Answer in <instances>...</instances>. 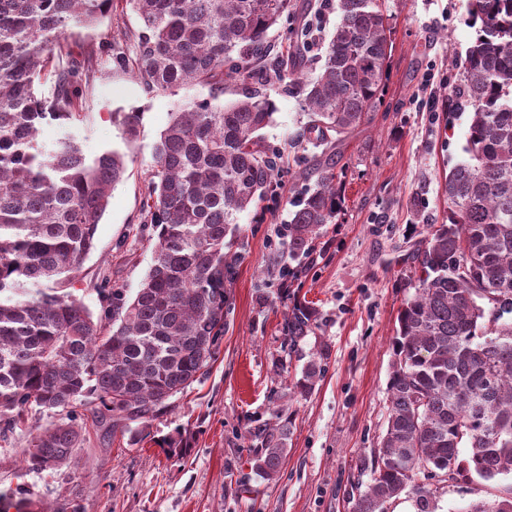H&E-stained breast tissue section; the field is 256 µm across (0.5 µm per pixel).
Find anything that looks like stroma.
Segmentation results:
<instances>
[{
	"label": "stroma",
	"mask_w": 512,
	"mask_h": 512,
	"mask_svg": "<svg viewBox=\"0 0 512 512\" xmlns=\"http://www.w3.org/2000/svg\"><path fill=\"white\" fill-rule=\"evenodd\" d=\"M393 51L384 97L369 123L340 145L342 212L316 243L296 283L319 309V325L302 346L330 349L326 371L314 392L294 403L290 451L278 479L257 477L242 435L272 417L273 391L290 384L302 364L277 375L285 355L283 315L289 301L278 291L271 264L287 266L286 227L293 204L309 185L321 156L307 139L309 121L301 96L273 85L272 123L265 146L279 162L272 196L238 218L241 255L228 288L224 335L206 375L172 398L167 413L152 421L140 444L100 438L87 427L71 467L24 474L22 450L32 427L0 437V493L25 484L48 505L65 498L83 512H350L349 493L360 456L369 454L387 424V384L397 316L411 290L412 256L429 228L445 223V177L463 160L467 118L449 119L448 95L461 84L452 59L475 32L465 23L467 0H385ZM78 42L101 51V76L87 106L88 118L71 132L89 152L118 140L115 112L139 115L127 178L112 192L95 233V247L73 281L74 294L98 311L103 283L134 296L151 260L140 226V202L153 164L152 144L165 128L178 95L148 94L131 75L113 72L115 43L110 22L81 33ZM195 433L184 459L167 457L161 439L175 429ZM512 486V478L490 484H442L438 512Z\"/></svg>",
	"instance_id": "stroma-1"
}]
</instances>
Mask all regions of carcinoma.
I'll use <instances>...</instances> for the list:
<instances>
[{
    "instance_id": "cac0c4a2",
    "label": "carcinoma",
    "mask_w": 512,
    "mask_h": 512,
    "mask_svg": "<svg viewBox=\"0 0 512 512\" xmlns=\"http://www.w3.org/2000/svg\"><path fill=\"white\" fill-rule=\"evenodd\" d=\"M122 2L138 27L118 30L131 54L115 58V69L147 93L202 85L208 95L182 102L153 143L141 223L155 242L140 288L131 298L100 289L95 315L68 286L127 172L139 116L118 119L123 147L109 142L93 154L74 137L49 145L39 133L85 117L99 64L93 49L76 59V37ZM290 8L291 0H0V429L12 430L34 407L58 416L22 450L25 470L69 466L87 412L103 435L137 444L144 425L207 371L240 260L238 215L273 192L277 161L260 131L276 113V82L301 81L307 132L325 156L287 227L296 266L280 276L298 278L336 223L335 144L380 104L391 29L382 0H338L319 72L302 80L311 10L285 47L275 52L268 41ZM465 23L475 36L453 60L463 101L448 104L469 110L467 159L448 171V223L432 226L417 250L413 293L392 341L387 428L357 464L353 512H387L403 493L417 512H436L429 480L512 476V0H468ZM226 83L239 95L227 104ZM318 320L314 303L293 297L283 324L288 354ZM329 355L324 344L314 349L279 396L275 421L245 432L261 478L279 476L289 402L315 390ZM162 447L182 459L190 436L178 431ZM12 509L82 512L75 500L51 510L25 489L0 495V512ZM460 512H512V488Z\"/></svg>"
}]
</instances>
